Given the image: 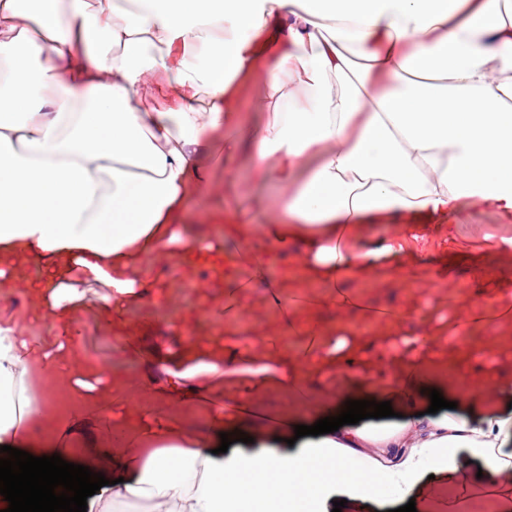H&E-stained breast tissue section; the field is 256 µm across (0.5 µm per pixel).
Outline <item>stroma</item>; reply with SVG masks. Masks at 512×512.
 <instances>
[{
    "mask_svg": "<svg viewBox=\"0 0 512 512\" xmlns=\"http://www.w3.org/2000/svg\"><path fill=\"white\" fill-rule=\"evenodd\" d=\"M266 77L265 70L260 69L241 83L233 107V125L247 126L264 119L261 91ZM230 178L250 185V192L227 195L225 185ZM280 191L279 184L260 178L244 153L209 167L205 185L191 194L185 221L198 225L206 238L212 236L219 222L269 224L277 217L275 199ZM420 235V240L408 246V261L416 270L414 277L401 278L394 261L384 256L376 277L350 275L346 290L370 305L398 309L404 328L415 333L425 323L434 327L453 321L458 308L456 300L449 298L448 288L453 285L463 291L473 290L471 259L481 255L491 270L506 272L501 293L512 302V250L498 249L501 239L512 238V213L466 203L442 230L430 227L421 230ZM267 248L264 240H255L237 264L223 263L219 276L209 274L204 262L190 267L174 256L163 266L143 259L139 275L151 284V295L129 308L125 317L134 323H147L149 330L138 338L133 351L126 349L112 328L96 326L106 287L102 282L87 280L82 286V306L75 315L67 344L58 354L61 364L74 365L89 378L106 369L122 378L149 373L162 385L166 382L163 358L178 355L195 339L204 341L209 349L224 344L226 319H233L240 330L253 325L269 329L277 313L264 303L262 289H252L245 303L232 311L224 309V297L231 285L245 278L254 257ZM28 277L27 268L18 269L13 294L0 298V327L56 343L59 329L52 321L41 318L27 288ZM511 489L512 470L464 488L450 487L448 481L441 480L428 486L426 492L452 505L453 512H463L467 506H488L492 493Z\"/></svg>",
    "mask_w": 512,
    "mask_h": 512,
    "instance_id": "35a3bbf8",
    "label": "stroma"
}]
</instances>
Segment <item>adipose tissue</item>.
<instances>
[{
  "mask_svg": "<svg viewBox=\"0 0 512 512\" xmlns=\"http://www.w3.org/2000/svg\"><path fill=\"white\" fill-rule=\"evenodd\" d=\"M124 23L89 11L86 0H0V21L15 37L0 40L10 60L0 99L22 116L0 120V293L18 265H32L31 286L48 318L68 325L81 300L79 273L106 275L100 324H123L144 299L141 256L168 258L171 247L212 263L224 248L186 224L189 190L209 164L249 148L254 166L288 193L275 224H233L238 251L250 239L270 251L252 280L272 287L271 272L289 243L295 265L317 285L319 307L340 305L344 274L374 275L379 253L400 257L421 224H444L463 200L512 212V12L501 0H129ZM265 65L266 119L246 137L228 135L234 83ZM168 96L147 104L155 74ZM52 98H45V91ZM382 222L389 241L361 248ZM362 309L336 327L315 329L303 357L228 346H191L172 358L165 386L114 379L111 389L141 404H161L155 428L105 415L93 385L68 380L87 418L32 407L25 377L62 379L57 351L0 328V445L106 473L111 483L88 512L113 503L177 502L180 512H332L337 500L367 512L421 498L429 478L470 481L471 472L512 470V373L481 378L477 408L467 379L471 347L458 348L448 378L436 381L440 329L406 339L388 359L392 378L377 389L356 361L351 332ZM229 375L258 393H290L326 376L317 409L292 412L289 425L340 414L346 401L404 404L402 416L368 418L295 444L273 426L264 442L233 443L221 433L251 420L203 397L197 377ZM456 402L457 414L417 415L428 389ZM201 407L211 421L192 447H152L180 414ZM43 420L55 434L77 435L71 450L33 439ZM144 453H137L138 445ZM373 453H366V446Z\"/></svg>",
  "mask_w": 512,
  "mask_h": 512,
  "instance_id": "adipose-tissue-1",
  "label": "adipose tissue"
}]
</instances>
